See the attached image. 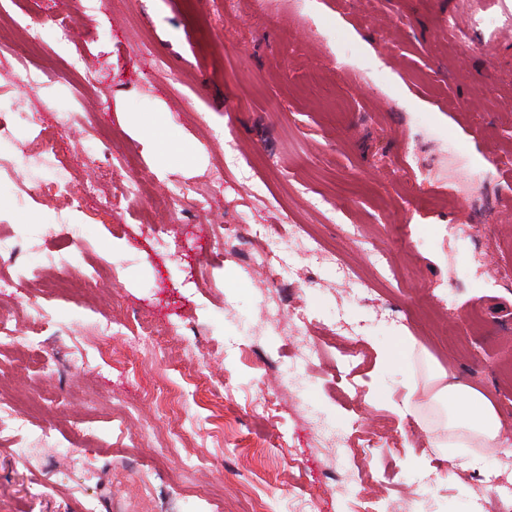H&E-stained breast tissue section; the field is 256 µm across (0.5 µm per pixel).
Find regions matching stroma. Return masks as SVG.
<instances>
[{"label":"stroma","instance_id":"1","mask_svg":"<svg viewBox=\"0 0 512 512\" xmlns=\"http://www.w3.org/2000/svg\"><path fill=\"white\" fill-rule=\"evenodd\" d=\"M452 16L467 38L449 37ZM21 61L45 87L26 88ZM63 105L70 135L33 155ZM161 114L197 155L146 144ZM0 158V236L19 235L44 282L0 295L39 360L19 371L0 346V395L37 403L35 432H0V512H240L248 500L356 512L346 493L364 482L394 512H501L481 477L512 480V279L500 276L512 267V0H0ZM61 165L77 186L96 173L95 194L19 204L20 180ZM119 170L140 196H122ZM181 187L207 205L158 237L151 201ZM228 224L225 243L215 233ZM256 224L298 233L286 265L306 280L249 269L268 245ZM451 224L471 236L448 239ZM314 240L335 264L310 260ZM115 245L112 287L51 290L50 258L72 257L77 281ZM276 294L273 326L264 301ZM106 316H152L166 334L149 352L113 339L104 360ZM307 350L317 359L300 397L351 431L348 455L284 411L275 380ZM454 381L501 421L502 448L475 465L449 457L432 416V395ZM173 431L177 447L160 449Z\"/></svg>","mask_w":512,"mask_h":512}]
</instances>
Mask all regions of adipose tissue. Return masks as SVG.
Listing matches in <instances>:
<instances>
[{
	"label": "adipose tissue",
	"instance_id": "obj_1",
	"mask_svg": "<svg viewBox=\"0 0 512 512\" xmlns=\"http://www.w3.org/2000/svg\"><path fill=\"white\" fill-rule=\"evenodd\" d=\"M448 405V445L452 448H495L500 421L494 406L475 389L451 384L434 395Z\"/></svg>",
	"mask_w": 512,
	"mask_h": 512
}]
</instances>
